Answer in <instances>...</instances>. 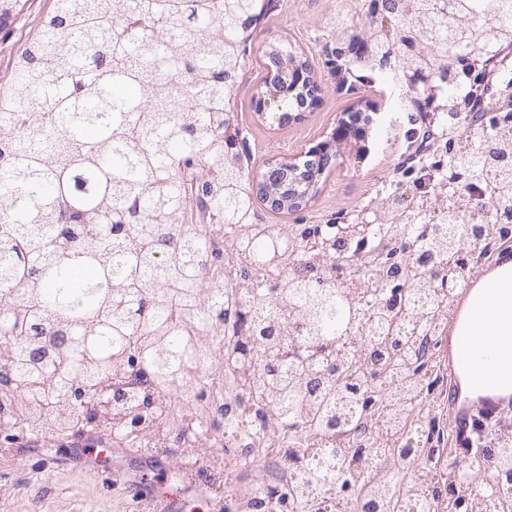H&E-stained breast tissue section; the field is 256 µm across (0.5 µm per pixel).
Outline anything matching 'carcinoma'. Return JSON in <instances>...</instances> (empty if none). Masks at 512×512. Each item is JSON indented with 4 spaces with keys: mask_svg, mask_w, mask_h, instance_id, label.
Returning <instances> with one entry per match:
<instances>
[{
    "mask_svg": "<svg viewBox=\"0 0 512 512\" xmlns=\"http://www.w3.org/2000/svg\"><path fill=\"white\" fill-rule=\"evenodd\" d=\"M0 0V31L23 11ZM277 0H53L0 77V434L52 441L80 424L94 388L116 389L99 434L114 448L238 452L256 420L267 449L299 473L270 486L288 512L341 495L343 512H397L389 476L351 467L375 444L411 447L388 410L417 417L444 376L436 347L454 289L434 268L471 266L512 241V81L449 93L481 54L512 44V0H361V25L336 17V75H386L392 107L419 97L458 132L406 138L407 166L371 201L375 226L331 239L317 224H266L249 189L235 115L250 80L288 87L292 48L255 47ZM502 122L473 137L472 108ZM483 183L482 219L454 189ZM234 292L237 303L225 298ZM336 437L321 448L317 436ZM469 449L427 456L408 491L431 509L507 512L512 463L477 480Z\"/></svg>",
    "mask_w": 512,
    "mask_h": 512,
    "instance_id": "cac0c4a2",
    "label": "carcinoma"
}]
</instances>
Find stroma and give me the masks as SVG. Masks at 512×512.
I'll return each mask as SVG.
<instances>
[{
    "label": "stroma",
    "instance_id": "35a3bbf8",
    "mask_svg": "<svg viewBox=\"0 0 512 512\" xmlns=\"http://www.w3.org/2000/svg\"><path fill=\"white\" fill-rule=\"evenodd\" d=\"M360 0H279L277 9L263 21L268 36L291 44L309 57L324 95L321 103L308 108L298 124L274 128L257 121L250 108L252 86L241 87L238 121L246 128L248 150L259 162L278 154L300 151L308 143L326 138L338 117L374 104L390 112L395 89L383 76L371 83L340 85L330 27L337 14L354 15ZM364 154L347 147L346 158L337 164L311 206L303 213L305 223L325 224L344 210L359 213L375 196L403 158V139L388 140L387 130L372 126L362 142ZM112 466L121 470L111 479L82 449L62 441L53 447L30 449L23 461L0 455V512H139L142 501L160 497L171 512H182L178 487L169 483L170 459L149 457L116 448Z\"/></svg>",
    "mask_w": 512,
    "mask_h": 512
}]
</instances>
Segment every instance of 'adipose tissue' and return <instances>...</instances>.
<instances>
[{
	"label": "adipose tissue",
	"mask_w": 512,
	"mask_h": 512,
	"mask_svg": "<svg viewBox=\"0 0 512 512\" xmlns=\"http://www.w3.org/2000/svg\"><path fill=\"white\" fill-rule=\"evenodd\" d=\"M471 296L482 300L486 306L485 317L471 321V332L497 336L498 343L490 356L491 362L512 361V259H500L474 285Z\"/></svg>",
	"instance_id": "1"
}]
</instances>
